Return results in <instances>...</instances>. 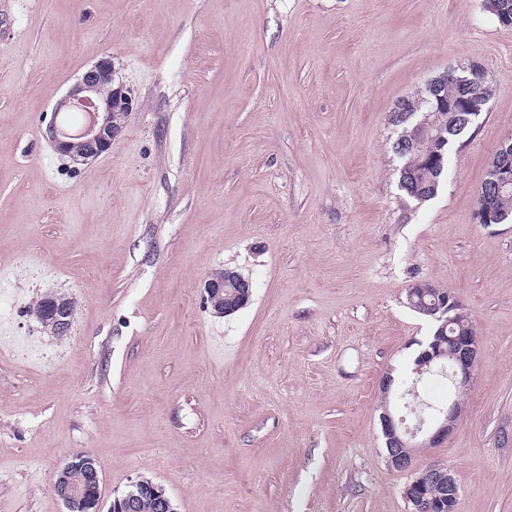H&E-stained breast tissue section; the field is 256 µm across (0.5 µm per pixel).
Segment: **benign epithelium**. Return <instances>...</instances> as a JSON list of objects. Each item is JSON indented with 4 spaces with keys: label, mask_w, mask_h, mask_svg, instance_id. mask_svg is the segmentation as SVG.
<instances>
[{
    "label": "benign epithelium",
    "mask_w": 512,
    "mask_h": 512,
    "mask_svg": "<svg viewBox=\"0 0 512 512\" xmlns=\"http://www.w3.org/2000/svg\"><path fill=\"white\" fill-rule=\"evenodd\" d=\"M450 80L460 84L487 82L484 70L472 64L446 70L428 81L426 89L436 93V98L440 99V91L448 89ZM133 108L134 99L130 91L122 83L115 82L112 57L106 56L89 68L68 95L56 105L43 136L60 155L74 163L85 164L112 149V139L122 130ZM75 110L89 113L90 121L78 135L72 136L60 128L58 116L62 112ZM78 144L85 145V149L76 154L73 146ZM489 171L497 190L512 187V137L500 142L497 154L490 159ZM204 292L206 302L214 313L227 314L248 303L251 284L240 274L226 270L220 277L207 279ZM428 294L440 297L427 310L437 329L434 340L429 348L421 352L419 361L422 365L429 366L443 355H448V360L452 363L455 388L465 391L481 357L480 338L474 330L465 326L460 327L457 333L447 335L448 326L456 323L463 315L459 301L447 290L428 281L415 282L408 289V299L411 302L416 296L423 298ZM443 335L448 336V351L445 353L439 346L440 337ZM462 413L463 403L455 399L448 404L447 412L440 414L428 426H419L417 433L409 436L395 416L388 411L384 412L380 416V426L386 446L390 448V453L386 456L387 465L399 471L412 469L415 450L436 447L453 432ZM443 476L448 477L446 508L442 503L433 502L426 497V490ZM134 486L137 492L112 497L111 512H137L140 493L155 497L156 512H176L172 499L157 491L150 480H138L134 482ZM54 487L67 512H88L89 505L103 497L102 480L93 466V459L88 455L78 462L67 461L57 472ZM407 490L412 512H434L436 506L445 508V512H457L459 485L452 469L447 465L434 463L413 472Z\"/></svg>",
    "instance_id": "7a95c632"
}]
</instances>
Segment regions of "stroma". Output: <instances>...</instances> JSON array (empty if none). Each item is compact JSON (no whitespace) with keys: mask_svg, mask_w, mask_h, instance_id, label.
Returning a JSON list of instances; mask_svg holds the SVG:
<instances>
[{"mask_svg":"<svg viewBox=\"0 0 512 512\" xmlns=\"http://www.w3.org/2000/svg\"><path fill=\"white\" fill-rule=\"evenodd\" d=\"M105 56L135 107L75 164L41 128ZM470 62L489 106L412 201L389 114ZM509 136L512 27L484 0H0V512H67L78 452L105 498L148 479L177 512H410L379 382L432 333L421 280L482 357L414 469L451 467L458 512H512V224L473 220ZM225 269L253 289L219 316ZM50 294L66 335L32 313ZM251 284L248 279H245L240 274L231 270H224L222 276L210 277L205 281L203 288L206 294V302L216 314L221 315L233 312L237 307L248 303L251 296ZM227 286L239 288V292L231 303L225 304L224 289Z\"/></svg>","mask_w":512,"mask_h":512,"instance_id":"1","label":"stroma"}]
</instances>
